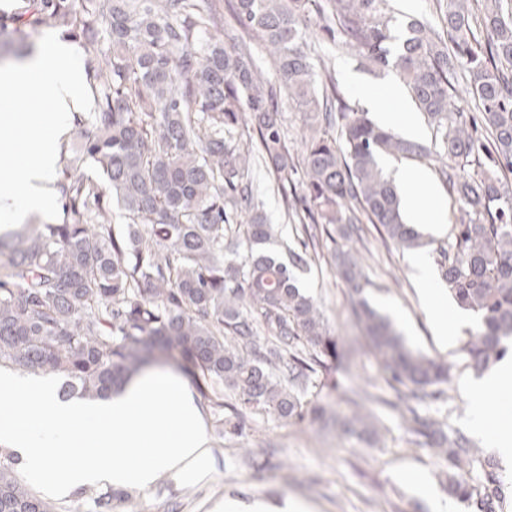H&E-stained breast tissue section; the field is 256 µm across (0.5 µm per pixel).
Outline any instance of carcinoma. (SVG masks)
Here are the masks:
<instances>
[{
  "label": "carcinoma",
  "mask_w": 512,
  "mask_h": 512,
  "mask_svg": "<svg viewBox=\"0 0 512 512\" xmlns=\"http://www.w3.org/2000/svg\"><path fill=\"white\" fill-rule=\"evenodd\" d=\"M387 0H20L0 16V49L18 54L23 28L65 27L85 49L84 74L96 111L77 117L57 190L55 223L0 240V368L59 375L62 395L106 398L157 351L190 365L216 423L242 434L248 416L291 422L304 415L311 375L336 348L295 270L319 257L310 224L347 239L361 218L385 240L420 245L405 223L383 153L430 157L460 205L438 265L459 307L480 319L462 350L475 372L497 363L512 341V10L503 0H437L448 47L412 18L395 36ZM320 18L324 39L392 67L436 131L434 146L402 138L350 109L331 83L318 85L304 29ZM486 33L473 45V27ZM264 47L280 86L304 114L309 135L296 166L280 102L256 61ZM469 74L479 112L452 101L454 74ZM270 166L285 215L308 237L297 253L278 241L255 204L254 166ZM91 165L98 176L84 172ZM302 174L301 190L294 176ZM124 222L113 223L115 211ZM350 283L363 277L351 252L338 256ZM357 316L392 381L387 404L412 415L413 432L441 458L444 489L471 512H504L496 461L467 433L446 430L416 405L438 399L448 366L409 349L366 302ZM236 403L224 416V395ZM18 457L0 448V512H56L22 484Z\"/></svg>",
  "instance_id": "cac0c4a2"
}]
</instances>
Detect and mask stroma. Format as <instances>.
I'll list each match as a JSON object with an SVG mask.
<instances>
[{"label":"stroma","instance_id":"obj_1","mask_svg":"<svg viewBox=\"0 0 512 512\" xmlns=\"http://www.w3.org/2000/svg\"><path fill=\"white\" fill-rule=\"evenodd\" d=\"M306 39L317 80L333 78L355 110L363 108L361 93L347 80V73H355L374 89L398 79L393 69L365 65L356 52L319 41L317 25L308 27ZM380 164L389 174L405 166L422 170L442 204L446 224L456 223L458 205L432 163L387 155ZM255 176L264 212L271 223L281 225L289 246L297 247L295 225L287 221L270 175L259 168ZM320 243L319 259L299 273L298 284L314 297L337 348L327 375L307 385L303 419L288 423L259 413L247 421L242 435L228 436L219 432L208 400L199 398L212 455L208 476L191 481L165 473L151 489L116 490L112 512H212L214 504L226 498L261 499L274 507L288 500L307 505L310 512H444L450 504L456 512H468L464 503L449 502L441 484V459L418 443L407 420L387 406L394 393L356 322L353 306L366 301L392 321L412 348L447 364L450 382L445 396L418 405L417 411L464 430L470 398L462 384L474 371L461 340L447 345L435 335L410 265V251L384 244L375 225L361 224L357 235L347 241L336 244L324 237ZM338 248L359 258L364 272L359 286L337 274L332 254ZM394 271L400 276L396 283L390 278ZM359 413L369 414L375 436L346 430V423ZM407 471L425 474L426 488L409 484L403 477Z\"/></svg>","mask_w":512,"mask_h":512}]
</instances>
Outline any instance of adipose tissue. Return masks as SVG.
Returning <instances> with one entry per match:
<instances>
[{"label":"adipose tissue","instance_id":"adipose-tissue-1","mask_svg":"<svg viewBox=\"0 0 512 512\" xmlns=\"http://www.w3.org/2000/svg\"><path fill=\"white\" fill-rule=\"evenodd\" d=\"M77 45L68 36L54 35L33 57L0 65V106L19 101L46 106L41 123L5 121L0 147L24 140L30 160L13 176L0 179V223L15 224L27 214L51 215L60 195L54 189L60 160L54 138L75 112H90L95 103L75 66ZM367 108L379 125L400 128L410 138L423 129L417 118L397 109L398 85L384 91L362 87ZM401 204L414 223L431 234L447 232L438 202L423 200L424 175L414 168L395 175ZM410 263L426 298L436 336L451 343L471 327V317L452 312L436 287L425 254ZM471 391L470 423L501 460L512 466V428L492 420L489 397L512 394V357L500 361L466 384ZM17 448L29 482L56 497L102 482L121 489H150L161 474L199 480L210 472L211 452L200 407L186 381L166 368H149L133 375L118 394L107 400H65L47 381L18 383L0 373V442ZM70 455L59 465V452Z\"/></svg>","mask_w":512,"mask_h":512}]
</instances>
